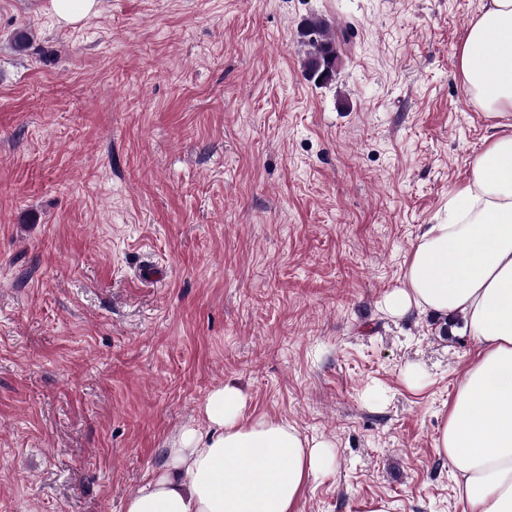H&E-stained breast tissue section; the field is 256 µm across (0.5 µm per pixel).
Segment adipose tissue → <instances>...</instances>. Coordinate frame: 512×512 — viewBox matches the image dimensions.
<instances>
[{
	"instance_id": "obj_1",
	"label": "adipose tissue",
	"mask_w": 512,
	"mask_h": 512,
	"mask_svg": "<svg viewBox=\"0 0 512 512\" xmlns=\"http://www.w3.org/2000/svg\"><path fill=\"white\" fill-rule=\"evenodd\" d=\"M466 92L494 121L463 188L425 225L394 318L415 310L461 316L478 349L458 382L436 439L463 512H512V0H485L457 51ZM245 394L227 384L200 408L204 426L167 443V466L129 497L124 512H298L323 470V445L296 426L245 420Z\"/></svg>"
}]
</instances>
